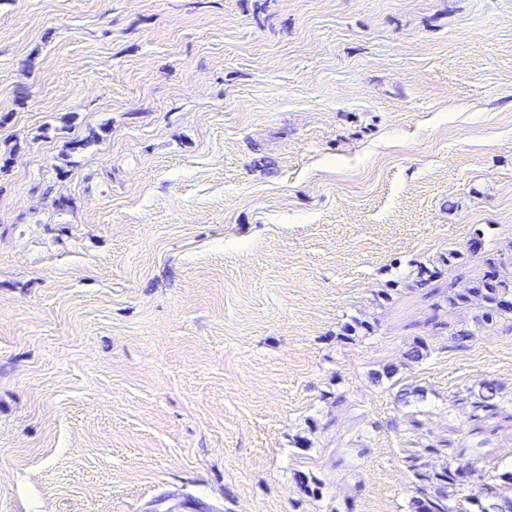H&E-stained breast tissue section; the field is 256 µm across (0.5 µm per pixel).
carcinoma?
Here are the masks:
<instances>
[{
  "label": "carcinoma",
  "instance_id": "1",
  "mask_svg": "<svg viewBox=\"0 0 512 512\" xmlns=\"http://www.w3.org/2000/svg\"><path fill=\"white\" fill-rule=\"evenodd\" d=\"M479 260L485 271L469 280L448 285V306L472 304L483 309L475 317L478 327L494 324L512 316V272L505 262L482 251V240L475 235L464 250L451 249L442 259L450 266ZM500 385L487 380L475 398L484 411L495 413L499 406ZM414 492L409 500L410 512H512V471L486 478L467 464L446 463L436 468L426 461L411 469Z\"/></svg>",
  "mask_w": 512,
  "mask_h": 512
}]
</instances>
